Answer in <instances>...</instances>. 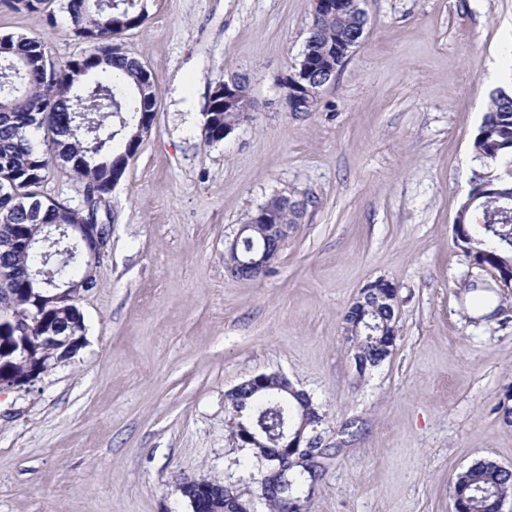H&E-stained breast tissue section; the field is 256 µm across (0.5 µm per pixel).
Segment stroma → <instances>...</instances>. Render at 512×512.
Listing matches in <instances>:
<instances>
[{
	"mask_svg": "<svg viewBox=\"0 0 512 512\" xmlns=\"http://www.w3.org/2000/svg\"><path fill=\"white\" fill-rule=\"evenodd\" d=\"M42 12L0 7V36L55 62L85 46ZM365 38L318 111H285L312 0H148L127 31L156 119L108 198L112 235L79 302L85 345L0 392V512H191L182 487L260 488L231 446L224 394L285 374L325 413L307 512H454L479 460L512 468V289L457 247L491 94H512V0H365ZM246 79L250 121L204 140L212 90ZM305 201L278 259L236 280L224 251L270 196ZM398 291L394 350L358 374L342 315L377 279ZM346 420L361 432L337 448Z\"/></svg>",
	"mask_w": 512,
	"mask_h": 512,
	"instance_id": "1",
	"label": "stroma"
}]
</instances>
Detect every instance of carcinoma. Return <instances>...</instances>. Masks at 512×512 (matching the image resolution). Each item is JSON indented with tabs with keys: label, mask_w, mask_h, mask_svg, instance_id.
Returning <instances> with one entry per match:
<instances>
[{
	"label": "carcinoma",
	"mask_w": 512,
	"mask_h": 512,
	"mask_svg": "<svg viewBox=\"0 0 512 512\" xmlns=\"http://www.w3.org/2000/svg\"><path fill=\"white\" fill-rule=\"evenodd\" d=\"M49 0H0V7L16 12H41ZM64 0L70 17V31L87 45L78 58L63 64L51 62V51L40 37H0V268L11 272L10 281L0 283V322H10L37 311L42 323L70 324L78 319L77 303L83 293L68 296L51 310L40 306L37 289L28 279L37 268L49 269L60 280L95 285L99 264L73 252L58 255L54 250L43 254L24 247V240L38 224H76L95 221L99 205L106 203L112 191V172L129 164L123 146L137 137L134 123L144 112L156 111L155 84L144 86L143 63L119 52L115 46L125 32L147 23L146 0ZM361 17L352 9L315 20L306 41L307 56L301 61L315 70L336 64V51L343 37L359 28ZM121 70L117 74L112 68ZM313 94L303 96L304 112H315L320 105L321 87L316 74L309 75ZM86 88L84 102L86 124L65 128L67 112L59 104L72 88ZM254 108L243 100L224 108V99L212 93L205 112V139L209 143L224 140V120L240 121L242 113ZM59 146L69 168L82 182L92 200L90 212L46 197L40 189L52 168L44 146ZM476 159L497 161L512 155V96L499 92L492 97L488 111L472 142ZM501 189L497 199H479L465 215V224L457 231L456 243L482 266L497 272L512 265V188L493 179ZM478 212L479 221H471ZM397 305L375 297L367 317L377 325L396 323ZM344 334L358 328L357 346L373 359L381 349L380 335L363 326H355V315L342 317ZM15 338L0 335V351L5 357L0 365L3 375L21 376L31 372L36 361L11 354ZM242 389L236 404H225L230 416V436L236 441L239 425L238 407L261 396L250 397ZM257 423L268 436L276 435L286 421L287 412L274 399L258 410ZM316 471L308 460L293 466L281 484L278 498L265 502L268 512H306ZM512 496V470L493 461H477L457 474L452 486L454 512H498L497 505Z\"/></svg>",
	"instance_id": "cac0c4a2"
}]
</instances>
